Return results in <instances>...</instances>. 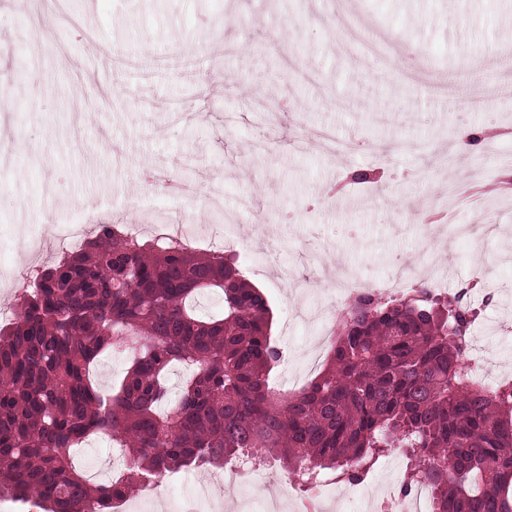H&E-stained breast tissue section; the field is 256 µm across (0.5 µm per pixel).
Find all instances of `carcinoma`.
I'll return each mask as SVG.
<instances>
[{
  "instance_id": "carcinoma-1",
  "label": "carcinoma",
  "mask_w": 512,
  "mask_h": 512,
  "mask_svg": "<svg viewBox=\"0 0 512 512\" xmlns=\"http://www.w3.org/2000/svg\"><path fill=\"white\" fill-rule=\"evenodd\" d=\"M0 327V496L44 512H103L131 487L255 452L300 473L360 483L393 448L433 512H512V383L468 377L476 312L422 286L411 298L358 292L320 372L280 396L273 313L233 255L141 241L99 224L78 251L32 275ZM222 302L205 315L196 296ZM135 340L121 382L91 380L99 358ZM187 367L178 393L167 375ZM94 434L126 465L90 484L72 463Z\"/></svg>"
}]
</instances>
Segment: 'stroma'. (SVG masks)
<instances>
[{"instance_id": "obj_1", "label": "stroma", "mask_w": 512, "mask_h": 512, "mask_svg": "<svg viewBox=\"0 0 512 512\" xmlns=\"http://www.w3.org/2000/svg\"><path fill=\"white\" fill-rule=\"evenodd\" d=\"M507 81L512 0H95L88 18L79 0H0V312L10 276L46 262L29 229L186 222L268 298L271 386L335 310L325 281L416 288L433 262L477 308L489 371L512 370V191L488 190L512 136L454 149L460 129H512ZM454 182L486 208L447 209ZM406 464L391 449L364 483L402 494Z\"/></svg>"}]
</instances>
